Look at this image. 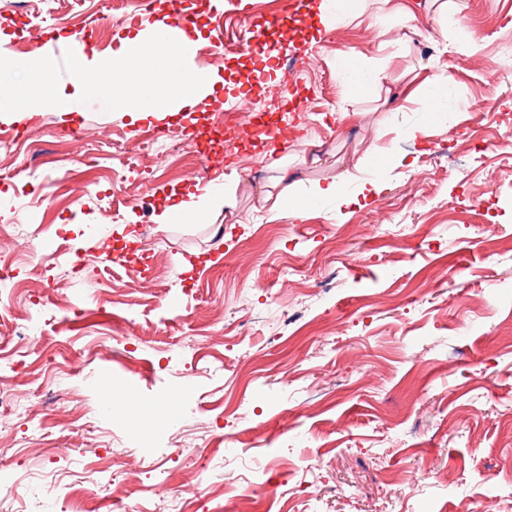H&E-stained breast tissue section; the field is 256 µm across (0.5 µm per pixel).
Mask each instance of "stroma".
<instances>
[{"label":"stroma","instance_id":"35a3bbf8","mask_svg":"<svg viewBox=\"0 0 512 512\" xmlns=\"http://www.w3.org/2000/svg\"><path fill=\"white\" fill-rule=\"evenodd\" d=\"M464 2L444 17L428 0L408 29L376 18L379 0L366 22L330 27L302 0L301 37L286 0H176L203 30L187 64L213 81L195 107L136 119L98 97L65 116L10 104L0 246L19 247L0 292V377L28 384L23 411L0 419V468L19 481L0 484V512H37L27 487L62 478L92 488L95 512H170L182 483L200 490L191 512H240L248 481L270 486L249 512H479L488 495L512 512V0ZM159 19L141 0H0V46L106 54ZM259 22L261 40H243ZM473 39L478 52L458 53ZM348 54L393 80L428 68L468 108L449 129L421 90L396 112L381 91L350 100ZM244 100L278 135L250 126L226 147L225 114ZM158 128L182 141L160 164L142 151ZM116 141L137 167L101 159ZM33 143L50 164L31 165ZM375 146L399 163L363 199L354 171ZM233 170L234 208L157 223L168 197ZM284 173L298 192L345 181L353 200L270 219L258 197ZM382 208L392 222L370 233ZM303 481L319 495L295 492Z\"/></svg>","mask_w":512,"mask_h":512}]
</instances>
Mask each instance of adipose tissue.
Here are the masks:
<instances>
[{
    "mask_svg": "<svg viewBox=\"0 0 512 512\" xmlns=\"http://www.w3.org/2000/svg\"><path fill=\"white\" fill-rule=\"evenodd\" d=\"M195 43L191 36L165 40L139 35L121 40L119 48L107 59L93 52H82L73 63L72 91L44 88L32 95L17 84L14 66L5 58L0 60V103L24 96L32 111L47 109L67 114L74 111L80 99L94 96L108 99L114 107L138 118L174 114L195 106L210 91L200 74L184 66L185 55ZM237 181V173L226 174L223 188L207 190L201 200L191 196L172 203L158 215V223H202L208 214L207 203L234 205ZM328 198L340 204L347 203L345 184L336 180L318 185L302 196L268 186L261 200L267 204L272 216L296 217Z\"/></svg>",
    "mask_w": 512,
    "mask_h": 512,
    "instance_id": "1",
    "label": "adipose tissue"
}]
</instances>
